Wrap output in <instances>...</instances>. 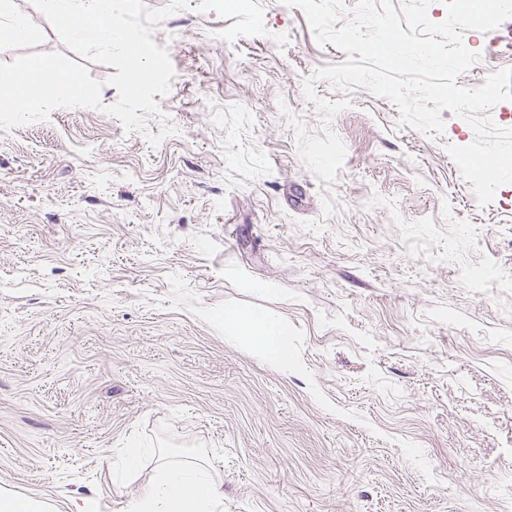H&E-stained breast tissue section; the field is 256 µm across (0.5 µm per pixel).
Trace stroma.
<instances>
[{"mask_svg":"<svg viewBox=\"0 0 512 512\" xmlns=\"http://www.w3.org/2000/svg\"><path fill=\"white\" fill-rule=\"evenodd\" d=\"M0 1L29 28L0 62L64 51ZM153 39L175 76L146 131L106 113L99 62L101 108L0 130V489L130 512L163 455L204 459L224 512H504L512 184L474 202L448 152L471 126L321 80L348 101L323 119L303 81L348 55L280 0H190ZM462 40L458 84L512 68L508 25ZM228 308L286 324L295 367L231 338Z\"/></svg>","mask_w":512,"mask_h":512,"instance_id":"35a3bbf8","label":"stroma"}]
</instances>
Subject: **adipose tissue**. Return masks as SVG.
I'll return each mask as SVG.
<instances>
[{
	"label": "adipose tissue",
	"instance_id": "ef3b65f1",
	"mask_svg": "<svg viewBox=\"0 0 512 512\" xmlns=\"http://www.w3.org/2000/svg\"><path fill=\"white\" fill-rule=\"evenodd\" d=\"M217 320L231 327L235 338L255 344L268 359L283 365L291 360L288 328L272 315L228 309ZM223 503V491L202 465L165 463L158 480L140 491L133 512H217Z\"/></svg>",
	"mask_w": 512,
	"mask_h": 512
}]
</instances>
